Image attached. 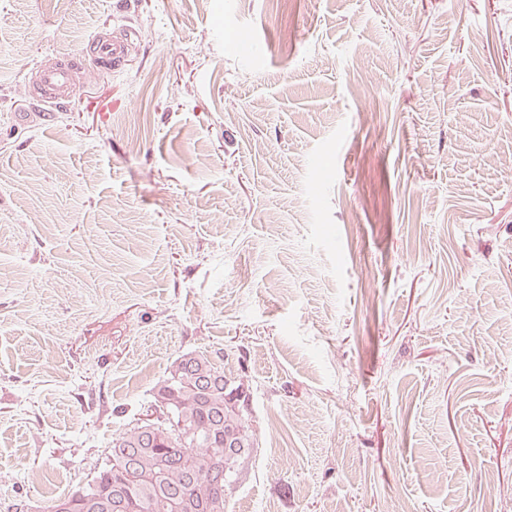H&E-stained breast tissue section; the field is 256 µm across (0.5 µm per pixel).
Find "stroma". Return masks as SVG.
I'll use <instances>...</instances> for the list:
<instances>
[{
    "label": "stroma",
    "mask_w": 512,
    "mask_h": 512,
    "mask_svg": "<svg viewBox=\"0 0 512 512\" xmlns=\"http://www.w3.org/2000/svg\"><path fill=\"white\" fill-rule=\"evenodd\" d=\"M206 351L258 443L230 512H512V0H0V512ZM133 34L129 31V34L109 37L100 32L78 54L38 61L34 65L35 80L30 93L32 101L45 106L47 110L59 109L76 95L86 79L84 60L91 59L99 68L118 69Z\"/></svg>",
    "instance_id": "35a3bbf8"
}]
</instances>
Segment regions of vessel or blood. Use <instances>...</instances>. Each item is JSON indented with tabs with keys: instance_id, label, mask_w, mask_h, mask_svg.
Instances as JSON below:
<instances>
[{
	"instance_id": "b4317fda",
	"label": "vessel or blood",
	"mask_w": 512,
	"mask_h": 512,
	"mask_svg": "<svg viewBox=\"0 0 512 512\" xmlns=\"http://www.w3.org/2000/svg\"><path fill=\"white\" fill-rule=\"evenodd\" d=\"M130 40L127 34L110 37L99 33L78 54L38 61L34 66L32 101L52 111L59 109L76 95L84 82L85 60H92L104 69H118L126 56Z\"/></svg>"
}]
</instances>
